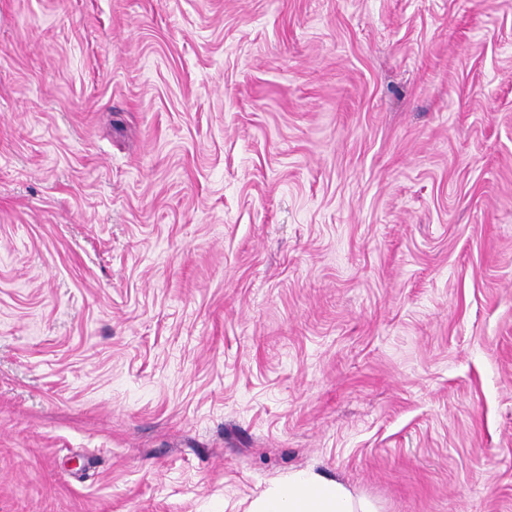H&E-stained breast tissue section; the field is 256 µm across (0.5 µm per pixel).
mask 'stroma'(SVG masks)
Wrapping results in <instances>:
<instances>
[{
    "mask_svg": "<svg viewBox=\"0 0 512 512\" xmlns=\"http://www.w3.org/2000/svg\"><path fill=\"white\" fill-rule=\"evenodd\" d=\"M512 512V0H0V512ZM250 512H375L368 504H356L350 492L336 481L308 473L288 476L258 499Z\"/></svg>",
    "mask_w": 512,
    "mask_h": 512,
    "instance_id": "1",
    "label": "stroma"
}]
</instances>
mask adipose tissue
I'll use <instances>...</instances> for the list:
<instances>
[{
    "label": "adipose tissue",
    "mask_w": 512,
    "mask_h": 512,
    "mask_svg": "<svg viewBox=\"0 0 512 512\" xmlns=\"http://www.w3.org/2000/svg\"><path fill=\"white\" fill-rule=\"evenodd\" d=\"M250 512H373L366 503L354 502L350 492L335 481L308 473L290 476L268 490Z\"/></svg>",
    "instance_id": "obj_1"
}]
</instances>
